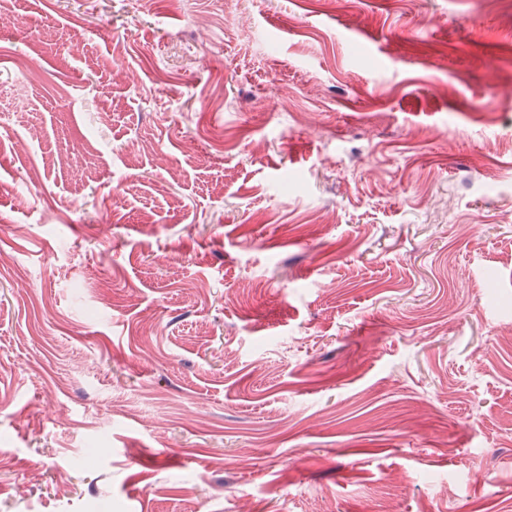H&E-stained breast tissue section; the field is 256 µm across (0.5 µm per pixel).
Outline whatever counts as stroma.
<instances>
[{
	"label": "stroma",
	"mask_w": 512,
	"mask_h": 512,
	"mask_svg": "<svg viewBox=\"0 0 512 512\" xmlns=\"http://www.w3.org/2000/svg\"><path fill=\"white\" fill-rule=\"evenodd\" d=\"M0 9V512H512V0Z\"/></svg>",
	"instance_id": "35a3bbf8"
}]
</instances>
